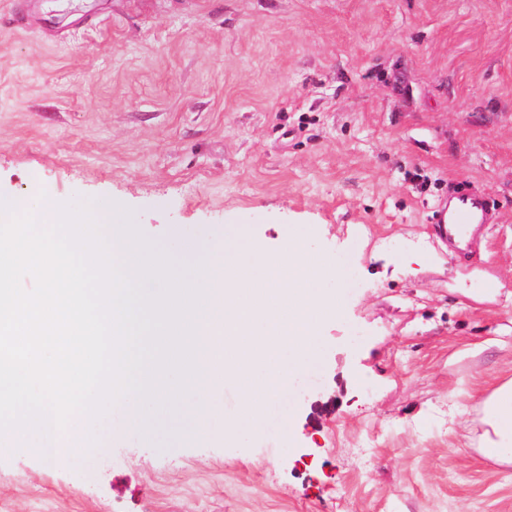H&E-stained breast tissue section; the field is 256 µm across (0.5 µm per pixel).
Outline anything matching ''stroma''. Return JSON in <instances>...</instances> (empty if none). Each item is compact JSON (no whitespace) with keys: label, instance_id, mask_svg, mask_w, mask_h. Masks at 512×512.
I'll list each match as a JSON object with an SVG mask.
<instances>
[{"label":"stroma","instance_id":"stroma-1","mask_svg":"<svg viewBox=\"0 0 512 512\" xmlns=\"http://www.w3.org/2000/svg\"><path fill=\"white\" fill-rule=\"evenodd\" d=\"M29 2L0 27V195L114 202L175 250L295 237L336 307L293 437L118 422L93 477L17 447L0 512H512L479 451L512 377V0ZM454 185L495 211L466 255L432 223Z\"/></svg>","mask_w":512,"mask_h":512}]
</instances>
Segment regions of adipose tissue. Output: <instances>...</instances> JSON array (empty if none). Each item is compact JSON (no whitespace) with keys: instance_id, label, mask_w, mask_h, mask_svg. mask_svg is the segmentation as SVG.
<instances>
[{"instance_id":"obj_1","label":"adipose tissue","mask_w":512,"mask_h":512,"mask_svg":"<svg viewBox=\"0 0 512 512\" xmlns=\"http://www.w3.org/2000/svg\"><path fill=\"white\" fill-rule=\"evenodd\" d=\"M481 406L486 426L483 454L500 464L512 465V379L494 388Z\"/></svg>"}]
</instances>
